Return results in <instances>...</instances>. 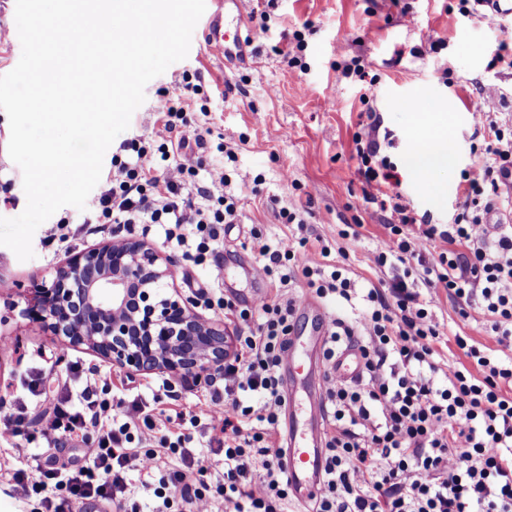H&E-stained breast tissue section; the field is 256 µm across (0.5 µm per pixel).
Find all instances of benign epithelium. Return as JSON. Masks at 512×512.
Instances as JSON below:
<instances>
[{
	"instance_id": "obj_1",
	"label": "benign epithelium",
	"mask_w": 512,
	"mask_h": 512,
	"mask_svg": "<svg viewBox=\"0 0 512 512\" xmlns=\"http://www.w3.org/2000/svg\"><path fill=\"white\" fill-rule=\"evenodd\" d=\"M170 259L148 240L117 236L66 259L28 289L23 315L70 347L130 373H165L209 387L224 371V324L167 292Z\"/></svg>"
}]
</instances>
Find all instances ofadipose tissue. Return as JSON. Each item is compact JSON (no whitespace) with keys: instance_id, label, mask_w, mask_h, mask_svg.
Here are the masks:
<instances>
[{"instance_id":"ef3b65f1","label":"adipose tissue","mask_w":512,"mask_h":512,"mask_svg":"<svg viewBox=\"0 0 512 512\" xmlns=\"http://www.w3.org/2000/svg\"><path fill=\"white\" fill-rule=\"evenodd\" d=\"M413 124L417 144L407 163L417 180L430 185L436 175L447 172L455 163L453 126L447 115L435 119L426 112L414 113Z\"/></svg>"}]
</instances>
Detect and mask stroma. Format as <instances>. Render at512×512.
Wrapping results in <instances>:
<instances>
[{
	"label": "stroma",
	"instance_id": "stroma-1",
	"mask_svg": "<svg viewBox=\"0 0 512 512\" xmlns=\"http://www.w3.org/2000/svg\"><path fill=\"white\" fill-rule=\"evenodd\" d=\"M254 57L248 65L225 67L199 44H191L185 60L173 63L145 88V101L134 112L120 142L131 139L160 144L163 90L190 77L198 93H184L188 129L210 128L204 143L189 142L180 157L193 166L194 180L204 185L208 171L224 156L216 149L225 142L237 154L231 189L241 199L240 224L226 228L222 245L228 251L227 280L239 294L251 293L250 267L262 264L250 242L251 229L275 245L295 234L282 224L280 207L305 210L303 236L323 238L330 249H344L357 287L378 281L366 253L382 237L387 213L374 211L363 199V184L352 137L357 130L360 87L338 76L345 63L357 58L376 85L371 107L388 142L382 154L397 168L398 181L386 191L402 204L436 224L450 223L463 202L462 173L480 156L488 130L477 124L483 87H499L505 97L503 119H512V69L492 66V58L512 49V20L459 0H243ZM300 33L303 47L297 64L284 58L286 37ZM440 49H432V42ZM425 99L432 114L443 106L455 117V164L438 177L442 193L422 186L405 168L414 147L408 103ZM9 120L0 110V217L19 216L27 204L22 172L8 155ZM261 183H254V176ZM69 225L67 243L49 238L51 226ZM361 227L360 242L340 238L343 225ZM114 227L89 223L84 211L72 206L58 210L32 238L33 258L21 261L0 246V416L11 412L15 398L27 406L28 426L13 446H0V512H44L39 496L14 492V469H34L48 455L84 464L97 444L87 431L77 446L48 448L39 433L41 416L61 397L76 393L80 380L72 363L98 369L99 387L108 401L151 403L150 374H130L101 363L92 352L71 348L48 336L39 324L21 315L26 305L22 288L50 279L67 256L109 240Z\"/></svg>",
	"mask_w": 512,
	"mask_h": 512
}]
</instances>
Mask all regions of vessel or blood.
Instances as JSON below:
<instances>
[{"label":"vessel or blood","instance_id":"1","mask_svg":"<svg viewBox=\"0 0 512 512\" xmlns=\"http://www.w3.org/2000/svg\"><path fill=\"white\" fill-rule=\"evenodd\" d=\"M242 0H207L206 19L201 27V44L223 53L225 59L245 61L251 41L245 32ZM297 312L311 317L315 329L308 341L292 339L284 367L293 371L294 379L288 387L289 397L304 395L307 417L291 418V436L283 453L290 489L296 499L307 502L322 485L324 470V439L322 425L326 416L325 374L318 362V354L325 344L329 319L309 298L296 306ZM333 373L336 378L349 381L362 373L360 353L355 347L343 349L336 357Z\"/></svg>","mask_w":512,"mask_h":512}]
</instances>
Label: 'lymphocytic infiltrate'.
Instances as JSON below:
<instances>
[{
  "label": "lymphocytic infiltrate",
  "instance_id": "lymphocytic-infiltrate-1",
  "mask_svg": "<svg viewBox=\"0 0 512 512\" xmlns=\"http://www.w3.org/2000/svg\"><path fill=\"white\" fill-rule=\"evenodd\" d=\"M495 88L482 91L475 117L489 130L486 157L463 173L465 200L451 223L419 221L399 196L367 203L390 208L384 237L367 254L385 279L356 290L343 263L313 261L307 237L260 244L263 273L279 283L255 305L224 310L238 323V349L209 398L176 416L145 412L139 402L118 421L110 402L98 399L95 374L83 377L80 407L57 404L40 421L47 442L69 443L88 428L99 432L88 467L46 460L35 474L17 469L14 488L42 494L47 512H72L74 502L127 499V475L138 472L159 500L156 512H211L195 473L224 470V501L232 512H288V475L278 449L279 413L285 403L279 369L289 347L301 297H361L366 308L353 322L330 320L326 360L343 344L357 343L360 378L328 377L330 408L325 434L323 486L312 512H512V224L492 213L512 204V126L493 117ZM167 143L136 145L130 159L113 156L112 180L92 199L88 213L116 224L163 227L165 241L185 260L207 267V286H222L215 258L223 225L241 220L224 167L209 183H189L191 167L175 155L187 144L182 110L163 109ZM378 127L355 133L358 171L366 186L391 183L397 174L380 152ZM303 277L299 296L288 286ZM458 305L463 322L480 318L493 339L455 343L467 363L444 362L432 308L440 298ZM206 429L222 447L220 458L191 448L190 428Z\"/></svg>",
  "mask_w": 512,
  "mask_h": 512
}]
</instances>
